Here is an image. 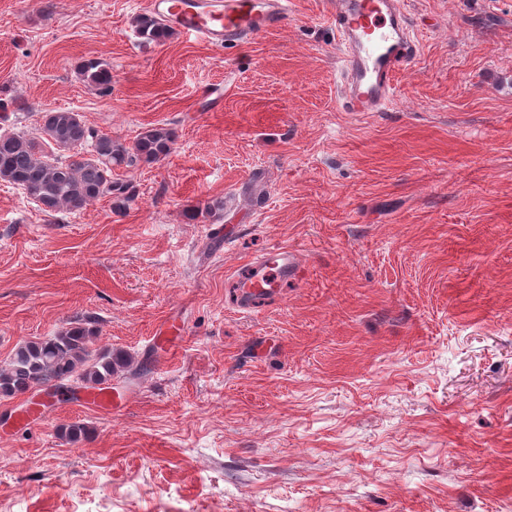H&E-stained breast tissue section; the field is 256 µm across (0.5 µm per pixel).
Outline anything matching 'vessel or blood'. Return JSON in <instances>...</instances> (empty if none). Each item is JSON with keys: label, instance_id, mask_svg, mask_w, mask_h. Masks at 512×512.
<instances>
[{"label": "vessel or blood", "instance_id": "b4317fda", "mask_svg": "<svg viewBox=\"0 0 512 512\" xmlns=\"http://www.w3.org/2000/svg\"><path fill=\"white\" fill-rule=\"evenodd\" d=\"M149 8L174 30L224 48L286 24L288 0H148ZM341 55L338 102L346 112H380L398 75L417 59L420 47L401 0H331L328 12ZM297 278L294 251L276 247L254 261L238 283L237 301L252 306L272 295L265 274Z\"/></svg>", "mask_w": 512, "mask_h": 512}]
</instances>
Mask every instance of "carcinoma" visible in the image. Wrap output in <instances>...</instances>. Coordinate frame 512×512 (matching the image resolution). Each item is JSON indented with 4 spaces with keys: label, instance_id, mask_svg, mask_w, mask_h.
<instances>
[{
    "label": "carcinoma",
    "instance_id": "1",
    "mask_svg": "<svg viewBox=\"0 0 512 512\" xmlns=\"http://www.w3.org/2000/svg\"><path fill=\"white\" fill-rule=\"evenodd\" d=\"M135 24L147 43H160L171 35L170 28L151 15L137 17ZM79 74L90 85L107 91L112 87L111 69L99 59L83 62ZM173 144L174 133L155 126L128 146L87 127L77 112L53 110L42 115L34 136L0 133V180L22 189L48 215L80 212L103 195L116 196L113 208L121 210L132 197L112 181V167L158 162L171 153ZM97 333L92 321L78 319L51 336L18 345L0 369V395L12 397L71 380L103 390L132 357L123 350L91 349Z\"/></svg>",
    "mask_w": 512,
    "mask_h": 512
}]
</instances>
